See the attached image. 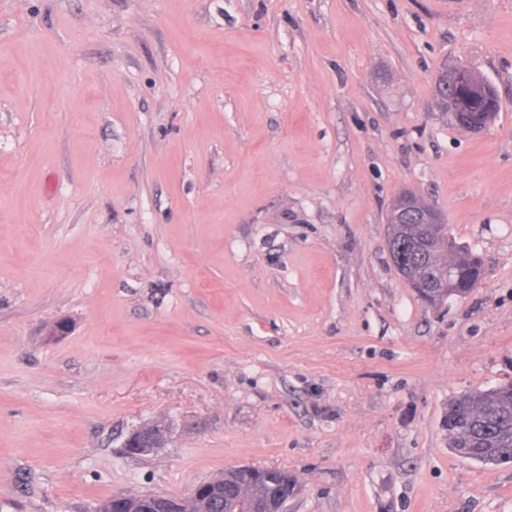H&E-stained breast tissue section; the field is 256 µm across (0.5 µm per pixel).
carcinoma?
<instances>
[{
  "label": "carcinoma",
  "instance_id": "cac0c4a2",
  "mask_svg": "<svg viewBox=\"0 0 512 512\" xmlns=\"http://www.w3.org/2000/svg\"><path fill=\"white\" fill-rule=\"evenodd\" d=\"M451 73L446 80L437 82L434 100L439 111H451L449 96L453 95ZM462 112H490L492 108L485 96L469 97L460 102ZM448 239L444 224H403L389 226L390 252H400L411 277H434L443 273L448 260L427 246L429 239ZM449 447L465 448L470 456L489 459L493 463L512 462V387L499 386L484 391L460 395L448 401ZM228 485L245 484L246 495L234 508L247 512L258 499L275 498L296 479L288 471H270L266 478L251 481L238 470L224 472Z\"/></svg>",
  "mask_w": 512,
  "mask_h": 512
}]
</instances>
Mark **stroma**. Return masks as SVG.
Returning a JSON list of instances; mask_svg holds the SVG:
<instances>
[{
  "label": "stroma",
  "instance_id": "1",
  "mask_svg": "<svg viewBox=\"0 0 512 512\" xmlns=\"http://www.w3.org/2000/svg\"><path fill=\"white\" fill-rule=\"evenodd\" d=\"M460 63L480 132L434 107ZM405 191L476 291L394 266ZM509 382L512 0H0V512L245 465L296 475L285 512H512L446 418ZM453 70L454 69L446 73V80L444 83L438 80L436 84L434 100L437 101L440 112H451L452 107L449 102V96L453 95L454 85L458 90L469 95L481 93L489 96L487 88L488 85L479 79L481 77H476L471 71L465 68H460L454 73L453 85L451 79ZM481 79L484 80L483 78ZM486 96H479L477 98L468 97L466 100L460 102L459 112H462V114H459L458 120L464 129L470 132H479L489 123L486 122V120H482L481 115L473 117L465 114L464 112H479V114L482 112H494L491 116V121L494 119L499 111V107L497 110L493 111ZM167 427L152 424L136 428L127 439L124 448L131 455H138L156 448L159 439L165 438Z\"/></svg>",
  "mask_w": 512,
  "mask_h": 512
}]
</instances>
